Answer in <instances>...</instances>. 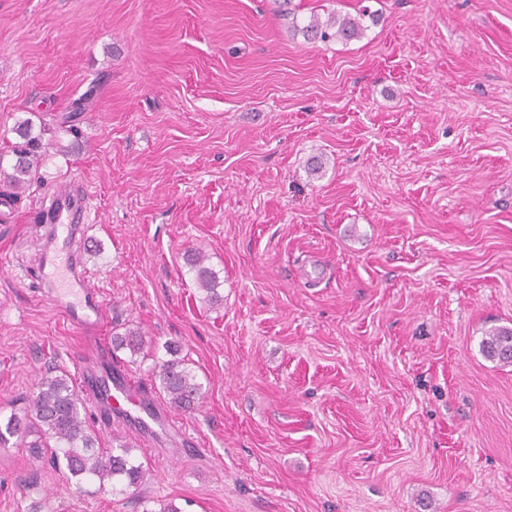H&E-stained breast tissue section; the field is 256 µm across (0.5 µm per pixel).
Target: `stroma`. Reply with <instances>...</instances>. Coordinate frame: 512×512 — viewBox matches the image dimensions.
<instances>
[{
    "instance_id": "1",
    "label": "stroma",
    "mask_w": 512,
    "mask_h": 512,
    "mask_svg": "<svg viewBox=\"0 0 512 512\" xmlns=\"http://www.w3.org/2000/svg\"><path fill=\"white\" fill-rule=\"evenodd\" d=\"M290 6L378 21L313 43ZM26 118L52 153L0 205V420L119 324L146 388L174 342L205 395L156 437L88 410L149 470L126 494L8 442L0 512H512V363L481 350L512 327V0H0V149ZM65 177L90 198L94 343L18 277ZM207 258L200 252L194 253L188 259L189 272L194 277L196 287L205 295L202 299L209 306L221 304L224 301L217 287L219 281L212 269L206 265ZM120 329H124L123 332ZM145 335L140 329L122 327L112 332V347L114 350H128L131 363H135L139 357H144L147 352Z\"/></svg>"
}]
</instances>
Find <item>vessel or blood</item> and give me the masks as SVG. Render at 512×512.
<instances>
[{
	"label": "vessel or blood",
	"mask_w": 512,
	"mask_h": 512,
	"mask_svg": "<svg viewBox=\"0 0 512 512\" xmlns=\"http://www.w3.org/2000/svg\"><path fill=\"white\" fill-rule=\"evenodd\" d=\"M32 218L47 225L46 236L38 244L36 286L78 329L95 333L103 319V303L78 254V244L85 239L89 222L85 194L70 182H60L49 205L33 211ZM80 385L95 410L117 416L131 432L152 435L171 423L170 414L122 368L105 376L81 371Z\"/></svg>",
	"instance_id": "obj_1"
}]
</instances>
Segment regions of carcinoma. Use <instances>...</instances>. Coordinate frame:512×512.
Wrapping results in <instances>:
<instances>
[{
  "mask_svg": "<svg viewBox=\"0 0 512 512\" xmlns=\"http://www.w3.org/2000/svg\"><path fill=\"white\" fill-rule=\"evenodd\" d=\"M376 22L374 13L366 9L355 16L331 15L322 19L311 15L298 22L292 18L295 31L310 41H349L367 29L364 21ZM16 142L0 151V179L18 195L41 181L40 170L46 157L42 134L33 133V125L24 119L13 128ZM207 258L197 252L188 259L189 272L196 287L204 294L203 301L215 306L223 302L217 287L219 281L206 265ZM112 347L130 353L131 362L145 356L146 340L140 329L130 327L112 332ZM482 352L491 360L512 363V329L495 328L482 340ZM170 359L162 362L156 372L158 390L175 410L190 411L203 396V383L190 364L179 357L177 344L168 345ZM11 437L20 439L28 448L36 465L45 462L57 470H66L77 484H90L95 491L124 493L137 489L148 480L149 471L133 455L125 443L105 452L98 447L97 435L86 421L85 398L69 374L52 366L36 384L31 411L23 416L11 415L0 426V443Z\"/></svg>",
  "mask_w": 512,
  "mask_h": 512,
  "instance_id": "carcinoma-1",
  "label": "carcinoma"
}]
</instances>
